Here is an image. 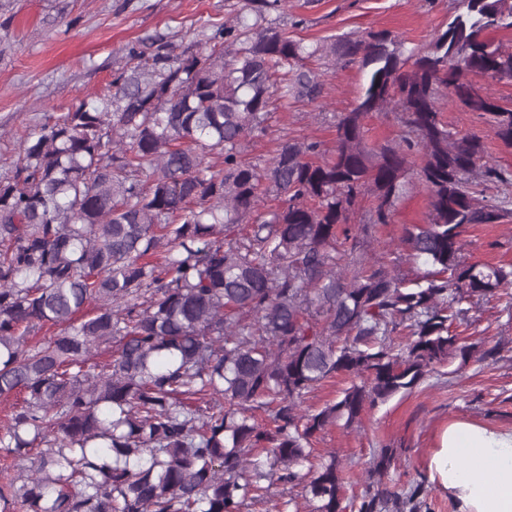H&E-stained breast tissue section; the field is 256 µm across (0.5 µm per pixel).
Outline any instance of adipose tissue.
<instances>
[{"label":"adipose tissue","instance_id":"adipose-tissue-1","mask_svg":"<svg viewBox=\"0 0 512 512\" xmlns=\"http://www.w3.org/2000/svg\"><path fill=\"white\" fill-rule=\"evenodd\" d=\"M430 468L459 512H512V431L450 424Z\"/></svg>","mask_w":512,"mask_h":512}]
</instances>
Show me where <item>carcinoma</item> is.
<instances>
[{
    "mask_svg": "<svg viewBox=\"0 0 512 512\" xmlns=\"http://www.w3.org/2000/svg\"><path fill=\"white\" fill-rule=\"evenodd\" d=\"M241 2L210 48L131 47L110 90L18 138L0 177V397L23 400L0 446L23 468L0 512H251L274 485L281 512H300L296 488L307 512L417 508L382 482L393 449L373 455L356 506L312 444L466 363L457 328L512 285V269L463 254L469 225L512 222V202L486 195L512 172L440 109L444 88L512 148V101L474 89L489 71L512 80V52L484 37L512 30V0H461L417 57L387 30L308 45L246 22L281 0ZM335 56L366 81L334 147L294 138L263 167L246 158L274 102L321 97L311 63ZM373 112L396 114L397 142L366 146ZM414 178L426 222L371 256ZM263 198L277 205L259 213ZM46 324L59 332L31 342ZM101 347L110 359L91 361ZM338 375L351 384L337 400L302 410Z\"/></svg>",
    "mask_w": 512,
    "mask_h": 512,
    "instance_id": "carcinoma-1",
    "label": "carcinoma"
}]
</instances>
